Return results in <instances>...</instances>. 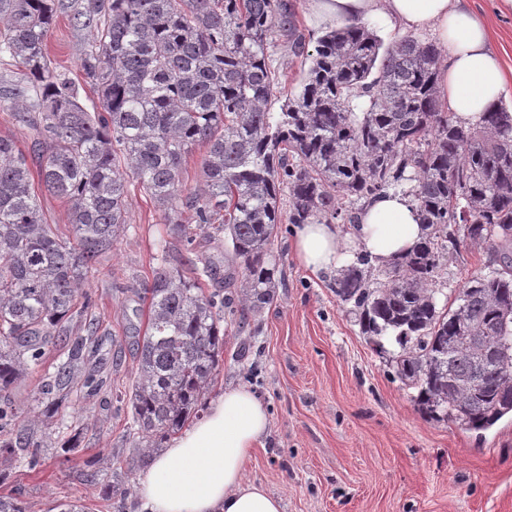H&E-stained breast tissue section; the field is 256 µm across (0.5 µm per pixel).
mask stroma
Here are the masks:
<instances>
[{"instance_id": "obj_1", "label": "stroma", "mask_w": 512, "mask_h": 512, "mask_svg": "<svg viewBox=\"0 0 512 512\" xmlns=\"http://www.w3.org/2000/svg\"><path fill=\"white\" fill-rule=\"evenodd\" d=\"M494 3L467 0L487 22L491 47L512 77V13H499ZM87 39V31L58 17L49 39L53 67L83 81ZM293 237V225L278 226L275 296L245 330L236 324L244 307L241 279L212 287L224 299V355L205 399L244 385L270 416L247 478L280 497L283 512H512V416L479 432L425 420L410 389L393 376L392 347L378 348L362 335L336 296L335 270L304 269ZM165 247L192 259L224 249L219 242L171 239L131 189L128 226L84 285L99 320L102 387L91 395L75 390L50 420L35 398L44 367L28 370L12 393L42 444L37 473L21 458L0 457L6 476L0 497L17 499L24 512H58L62 502L85 512H139L134 490L148 466L127 429L128 397L145 331V288L153 258ZM487 259L478 244L449 253L439 303L455 298Z\"/></svg>"}]
</instances>
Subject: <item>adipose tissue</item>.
I'll return each mask as SVG.
<instances>
[{
  "instance_id": "1",
  "label": "adipose tissue",
  "mask_w": 512,
  "mask_h": 512,
  "mask_svg": "<svg viewBox=\"0 0 512 512\" xmlns=\"http://www.w3.org/2000/svg\"><path fill=\"white\" fill-rule=\"evenodd\" d=\"M311 8L324 19L382 16L402 29L430 33L448 51L438 91L464 121L478 122L512 88L485 23L464 0H311ZM294 232L297 259L313 272L341 267L353 246L385 266L425 235L409 196L395 191L367 201L348 230L301 224ZM268 426L266 405L249 389L225 388L203 420L154 457L137 487L144 512H281L280 500L245 476Z\"/></svg>"
}]
</instances>
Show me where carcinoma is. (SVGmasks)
I'll return each instance as SVG.
<instances>
[{"label": "carcinoma", "instance_id": "cac0c4a2", "mask_svg": "<svg viewBox=\"0 0 512 512\" xmlns=\"http://www.w3.org/2000/svg\"><path fill=\"white\" fill-rule=\"evenodd\" d=\"M60 14L90 32L89 106L48 58ZM276 48L303 66L300 82L272 64ZM440 58L435 43L385 47L359 23L312 42L296 0H0V59L20 74L0 109L34 142L29 156L0 136V454L41 467L11 393L48 350L59 355L37 400L50 414L74 388L99 386L86 368L98 323L81 288L127 224L131 186L171 236L224 238L245 271L240 329L274 296L277 225L355 224L360 203L405 193L424 241L378 271L355 253L336 296L369 340L399 348L394 375L425 419L479 431L512 414V112L456 119L438 95ZM197 149L192 188L184 165ZM43 190L65 203L66 229L46 219ZM465 240L486 247L487 265L457 307L440 308L446 258ZM155 261L129 397L143 450L198 413L224 353L205 288L233 277L216 255L175 265L165 248Z\"/></svg>", "mask_w": 512, "mask_h": 512}]
</instances>
